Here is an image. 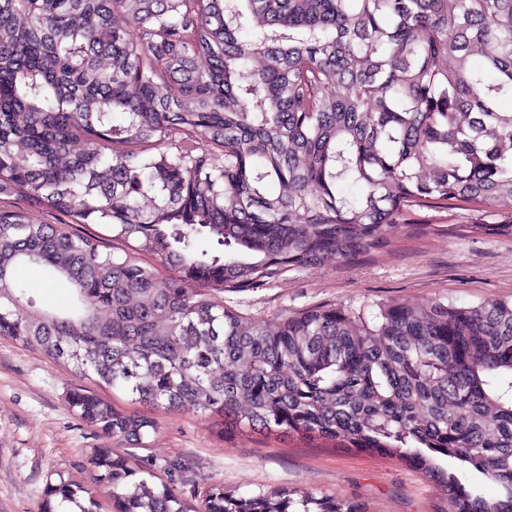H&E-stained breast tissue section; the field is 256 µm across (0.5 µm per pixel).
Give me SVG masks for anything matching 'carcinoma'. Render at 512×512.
<instances>
[{
	"label": "carcinoma",
	"instance_id": "obj_1",
	"mask_svg": "<svg viewBox=\"0 0 512 512\" xmlns=\"http://www.w3.org/2000/svg\"><path fill=\"white\" fill-rule=\"evenodd\" d=\"M505 99L512 0H0V195L110 226L128 247L104 254L1 214L0 335L152 410L392 456L444 489L446 512H512V301L322 306L267 326L185 288L375 257L390 228L434 229L415 209L451 202L512 235ZM29 265L70 289L69 308L36 306L15 278ZM68 402L117 443L154 430L80 387ZM438 454L505 497L466 487ZM90 461L114 512H186L112 449ZM82 491L48 485L44 512H94ZM202 507L366 512L222 486Z\"/></svg>",
	"mask_w": 512,
	"mask_h": 512
}]
</instances>
